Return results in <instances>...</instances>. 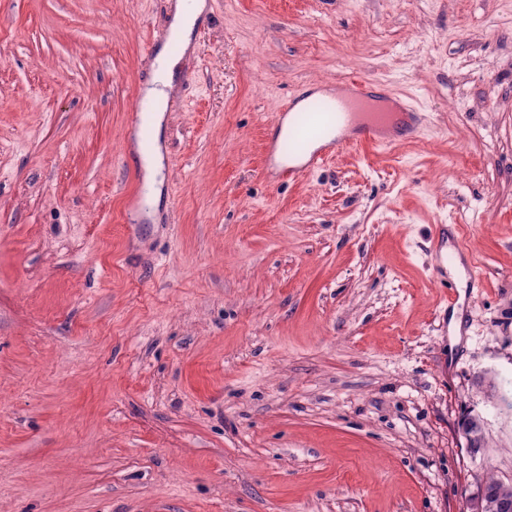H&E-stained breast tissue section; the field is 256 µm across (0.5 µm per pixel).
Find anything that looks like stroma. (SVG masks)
I'll list each match as a JSON object with an SVG mask.
<instances>
[{"label":"stroma","mask_w":512,"mask_h":512,"mask_svg":"<svg viewBox=\"0 0 512 512\" xmlns=\"http://www.w3.org/2000/svg\"><path fill=\"white\" fill-rule=\"evenodd\" d=\"M176 2L0 0V512H471L512 483V0H205L144 207ZM342 78L423 136L266 181ZM177 68V60L170 54L167 45L158 53L157 70L154 87L147 89L145 98L150 104V109L143 116L144 125L154 131L155 142L158 140L163 114L166 112L168 93L165 89L174 88V76ZM138 154L145 172L146 185L157 193L158 190L155 189V186L157 184V177L163 168V155L156 145L149 150L143 149L140 140L138 141ZM444 224H436L435 225V233L433 235V240L435 244V251L437 255V265H436V283L440 286V288H445L444 296L442 300V304L448 306V308L453 305L457 300V294L452 287L448 286V278L444 274H446L445 266H444V258L441 255L440 247H442V243L444 241L443 230Z\"/></svg>","instance_id":"obj_1"}]
</instances>
